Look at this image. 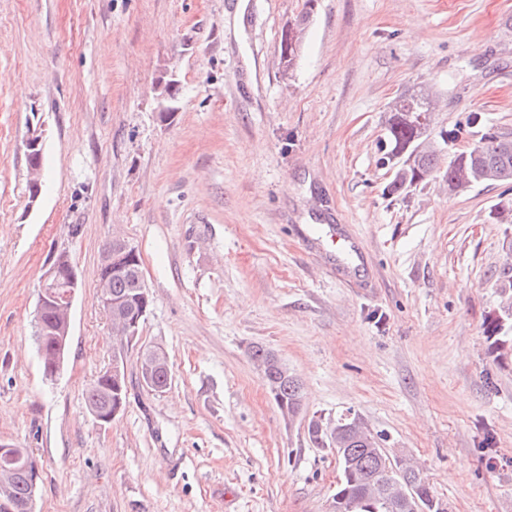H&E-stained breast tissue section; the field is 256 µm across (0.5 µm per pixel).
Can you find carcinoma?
Masks as SVG:
<instances>
[{
	"label": "carcinoma",
	"mask_w": 512,
	"mask_h": 512,
	"mask_svg": "<svg viewBox=\"0 0 512 512\" xmlns=\"http://www.w3.org/2000/svg\"><path fill=\"white\" fill-rule=\"evenodd\" d=\"M432 112L434 107L426 94L403 93L395 100L387 127L390 150L385 159L397 161L399 168L388 186L390 193L399 194L424 181L438 169L443 156L449 157L446 178L448 187L455 191H464L478 183H494L505 168L512 172V154L503 159L501 134L484 124L482 113L472 112L466 119L467 127L482 131L478 145L459 152L454 150L460 134L456 127L441 130L438 145L423 141V134L416 129L418 118ZM123 265L124 270L120 273L101 265L99 280L109 285L113 298L123 300L129 308L136 310L143 322L151 305L148 288L139 277L138 260L127 255ZM42 319L43 325L36 326L35 336L42 368L47 369L53 361V330L58 326V320L52 310L45 311ZM264 381L282 413L295 416L301 411L302 384L293 374L284 375L279 369L272 368L265 373ZM153 382L163 391L169 387L168 357H163L154 371ZM119 400L127 402L125 376L116 381L103 373L86 389V401L91 410L105 411ZM334 425V448L337 449L341 483L336 485L333 512H405L403 491L408 488L429 512L433 510V500L424 479L409 464L391 462L382 448L380 436L367 429L360 433L352 430L342 415L335 418ZM8 482L16 500L29 497L26 472L11 473Z\"/></svg>",
	"instance_id": "obj_1"
}]
</instances>
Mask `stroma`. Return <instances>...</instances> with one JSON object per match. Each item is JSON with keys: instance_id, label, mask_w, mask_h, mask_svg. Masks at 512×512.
<instances>
[{"instance_id": "35a3bbf8", "label": "stroma", "mask_w": 512, "mask_h": 512, "mask_svg": "<svg viewBox=\"0 0 512 512\" xmlns=\"http://www.w3.org/2000/svg\"><path fill=\"white\" fill-rule=\"evenodd\" d=\"M309 14L283 75L281 32ZM180 83L163 114L161 82ZM439 102L512 132V0H0V442L41 474L36 512H332L336 452L308 435L353 409L389 457L414 459L447 512H512V187L399 195L384 164L394 100ZM44 124L29 203L23 141ZM375 270L344 283L329 228ZM142 259L143 343L172 372L100 425L85 389L118 347L96 301L113 237ZM66 253L81 287L69 354L43 375L38 285ZM303 384L285 419L250 359Z\"/></svg>"}]
</instances>
